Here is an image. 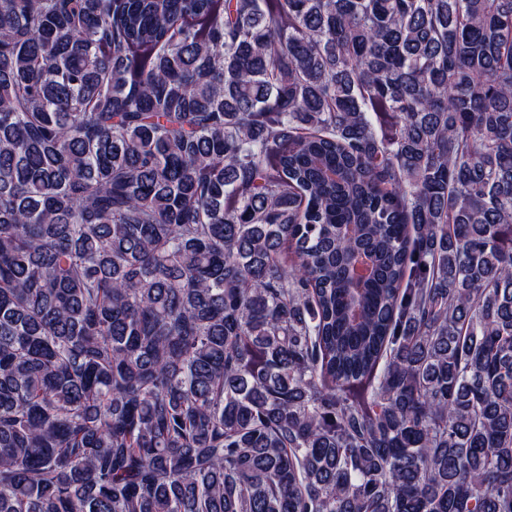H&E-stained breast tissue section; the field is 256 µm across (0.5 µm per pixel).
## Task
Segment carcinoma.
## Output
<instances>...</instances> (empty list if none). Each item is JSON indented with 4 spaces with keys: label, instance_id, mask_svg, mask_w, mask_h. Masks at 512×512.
I'll return each mask as SVG.
<instances>
[{
    "label": "carcinoma",
    "instance_id": "1",
    "mask_svg": "<svg viewBox=\"0 0 512 512\" xmlns=\"http://www.w3.org/2000/svg\"><path fill=\"white\" fill-rule=\"evenodd\" d=\"M0 512H512V0H0Z\"/></svg>",
    "mask_w": 512,
    "mask_h": 512
}]
</instances>
